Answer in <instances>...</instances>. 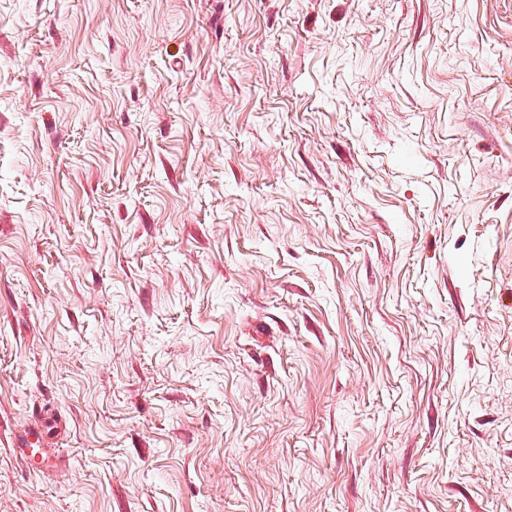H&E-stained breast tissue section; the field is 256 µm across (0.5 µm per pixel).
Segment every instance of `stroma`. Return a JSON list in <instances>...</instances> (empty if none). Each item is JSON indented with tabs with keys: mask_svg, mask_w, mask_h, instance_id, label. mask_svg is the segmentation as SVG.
I'll return each mask as SVG.
<instances>
[{
	"mask_svg": "<svg viewBox=\"0 0 512 512\" xmlns=\"http://www.w3.org/2000/svg\"><path fill=\"white\" fill-rule=\"evenodd\" d=\"M0 512H512V0H0Z\"/></svg>",
	"mask_w": 512,
	"mask_h": 512,
	"instance_id": "obj_1",
	"label": "stroma"
}]
</instances>
